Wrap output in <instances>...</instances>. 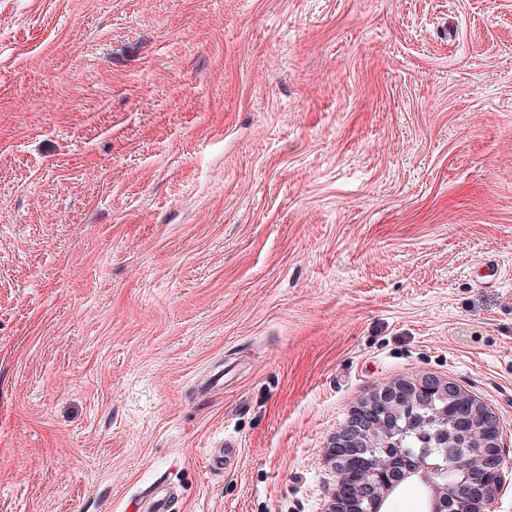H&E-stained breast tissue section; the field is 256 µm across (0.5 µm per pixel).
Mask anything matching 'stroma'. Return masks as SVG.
I'll list each match as a JSON object with an SVG mask.
<instances>
[{
    "label": "stroma",
    "mask_w": 512,
    "mask_h": 512,
    "mask_svg": "<svg viewBox=\"0 0 512 512\" xmlns=\"http://www.w3.org/2000/svg\"><path fill=\"white\" fill-rule=\"evenodd\" d=\"M423 375L512 463V0H0V512H324Z\"/></svg>",
    "instance_id": "35a3bbf8"
}]
</instances>
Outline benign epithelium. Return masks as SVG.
Segmentation results:
<instances>
[{"mask_svg": "<svg viewBox=\"0 0 512 512\" xmlns=\"http://www.w3.org/2000/svg\"><path fill=\"white\" fill-rule=\"evenodd\" d=\"M427 393L445 405L423 417L413 403ZM462 410V430L437 429L441 448H416V460L400 471L380 467L366 472L362 486L352 492L337 483L325 512H382L385 500L398 484L416 480L429 491L426 512H488V506L504 484H512V465L502 453L503 429L492 412L456 383L433 375L382 387L350 416L333 443L330 459L341 473L370 456L401 446L405 436L441 418L452 419Z\"/></svg>", "mask_w": 512, "mask_h": 512, "instance_id": "obj_1", "label": "benign epithelium"}]
</instances>
